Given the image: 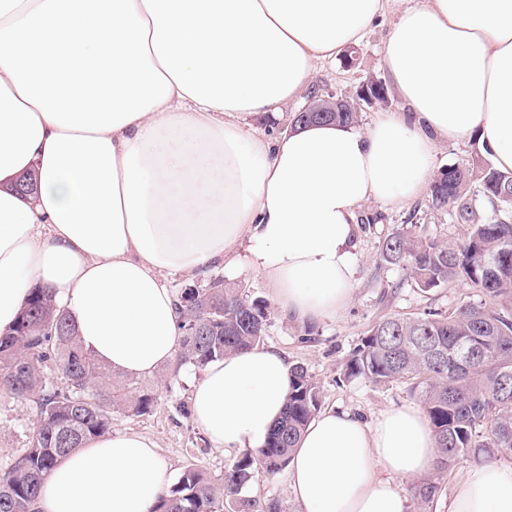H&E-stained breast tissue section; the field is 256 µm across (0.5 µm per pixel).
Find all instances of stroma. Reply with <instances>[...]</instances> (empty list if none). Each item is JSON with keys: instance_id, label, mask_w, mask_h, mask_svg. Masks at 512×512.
<instances>
[{"instance_id": "1", "label": "stroma", "mask_w": 512, "mask_h": 512, "mask_svg": "<svg viewBox=\"0 0 512 512\" xmlns=\"http://www.w3.org/2000/svg\"><path fill=\"white\" fill-rule=\"evenodd\" d=\"M395 19V11H388L357 44L355 67H345L340 57L319 66L315 85L326 91L352 94L370 78L384 77L380 49ZM359 215L363 222L358 226L356 283L351 300L336 318L316 324L310 341H303V325L283 314L271 288L259 274L217 266L207 276H171L167 283L178 294L221 278L225 283L242 288L250 297L268 300L271 315L264 346L283 352L290 362L307 366L320 386L323 408L348 409L369 421L385 409L416 404L420 398L401 381L377 385L362 378H343V365L366 331L389 315L416 317L431 310L446 313L479 300L480 294L462 281L425 293L416 287L408 270L381 261L379 245L382 240L406 227L430 240L459 242L464 239L466 225L450 222L447 213L434 208L429 192H422L399 206L371 202L362 207ZM202 376V370L173 361L145 378L114 373L116 383H137L152 391L155 401L151 410L143 415L114 409L112 432L151 438L173 477H180L184 469L193 464L211 478H221L235 456L214 447L194 421L192 391ZM37 419L34 402L0 394V470L7 469L28 448Z\"/></svg>"}]
</instances>
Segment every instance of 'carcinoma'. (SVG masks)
Segmentation results:
<instances>
[{
  "instance_id": "obj_1",
  "label": "carcinoma",
  "mask_w": 512,
  "mask_h": 512,
  "mask_svg": "<svg viewBox=\"0 0 512 512\" xmlns=\"http://www.w3.org/2000/svg\"><path fill=\"white\" fill-rule=\"evenodd\" d=\"M388 90L372 79L356 95H336L334 112L306 123L355 126L364 91ZM434 176L432 204L469 227L461 242L425 240L410 230L380 245V259L402 264L424 292L462 280L484 298L443 315H390L375 322L347 359L343 376L376 384L405 381L419 395L437 443L433 469L410 488L412 512H426L440 480L469 454L512 459V172L496 169L490 150ZM182 330L178 364L203 369L211 361L260 345L270 304L218 279L177 297ZM63 381L57 387L47 363ZM0 393L34 401L38 420L30 446L0 473V512H35L45 475L90 438L109 432L112 409L145 414L154 397L112 381V371L79 341L76 327L47 289L29 292L16 323L0 334ZM321 408L320 387L308 368L289 369L285 408L265 447L246 453L213 480L194 465L163 491L153 512H282L276 499L245 489L257 474L288 467L307 424Z\"/></svg>"
}]
</instances>
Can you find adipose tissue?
<instances>
[{
  "label": "adipose tissue",
  "instance_id": "1",
  "mask_svg": "<svg viewBox=\"0 0 512 512\" xmlns=\"http://www.w3.org/2000/svg\"><path fill=\"white\" fill-rule=\"evenodd\" d=\"M393 3L382 64L400 110L362 130L252 127ZM474 135L512 170V0H0V332L41 286L85 349L148 376L181 336L164 276L219 263L264 276L294 321L333 318L362 206L419 195L437 145ZM29 172L36 190L17 193ZM288 381L274 348L212 361L194 420L215 447L262 448ZM435 457L420 406L371 423L331 408L290 485L302 512H408L403 482ZM169 481L154 441L108 433L47 474L36 509L151 512ZM452 512H512V468L472 469Z\"/></svg>",
  "mask_w": 512,
  "mask_h": 512
}]
</instances>
